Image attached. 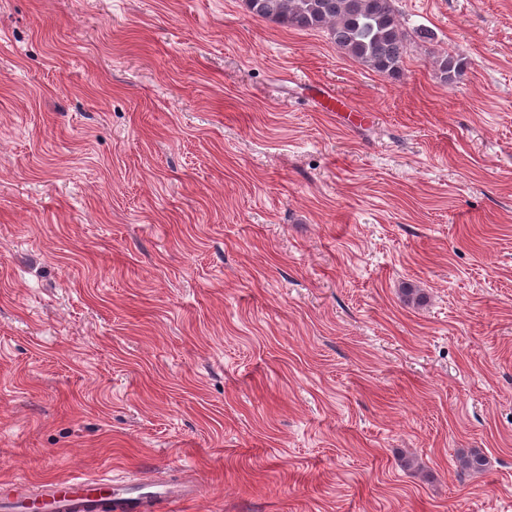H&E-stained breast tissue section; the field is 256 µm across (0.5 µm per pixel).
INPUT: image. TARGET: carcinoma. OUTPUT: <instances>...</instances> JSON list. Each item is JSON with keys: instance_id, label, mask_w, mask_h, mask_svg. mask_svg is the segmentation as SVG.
I'll return each instance as SVG.
<instances>
[{"instance_id": "1", "label": "carcinoma", "mask_w": 512, "mask_h": 512, "mask_svg": "<svg viewBox=\"0 0 512 512\" xmlns=\"http://www.w3.org/2000/svg\"><path fill=\"white\" fill-rule=\"evenodd\" d=\"M395 0H245L248 11L262 19L294 29H323L343 54L375 71L395 76L408 52V39L394 8ZM460 56L435 61L439 78L447 83L463 70ZM466 472H480L486 457L472 452L458 459Z\"/></svg>"}]
</instances>
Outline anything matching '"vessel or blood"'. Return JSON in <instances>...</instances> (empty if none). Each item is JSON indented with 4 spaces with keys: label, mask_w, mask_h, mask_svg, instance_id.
Returning <instances> with one entry per match:
<instances>
[{
    "label": "vessel or blood",
    "mask_w": 512,
    "mask_h": 512,
    "mask_svg": "<svg viewBox=\"0 0 512 512\" xmlns=\"http://www.w3.org/2000/svg\"><path fill=\"white\" fill-rule=\"evenodd\" d=\"M12 487L24 499L40 502L45 512H102L107 505L112 507L113 512H152L156 502L168 499L191 500L200 492L196 484H159L147 492L142 486L130 482L82 476L66 480H44L35 484L19 478L13 481Z\"/></svg>",
    "instance_id": "obj_1"
}]
</instances>
